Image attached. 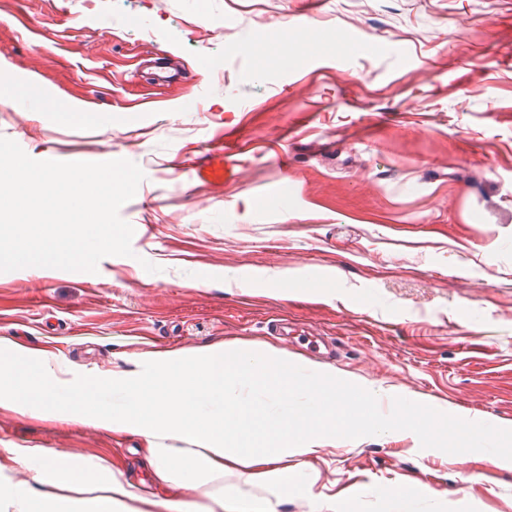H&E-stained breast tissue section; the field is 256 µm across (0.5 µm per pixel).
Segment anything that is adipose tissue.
Returning <instances> with one entry per match:
<instances>
[{"instance_id": "1", "label": "adipose tissue", "mask_w": 512, "mask_h": 512, "mask_svg": "<svg viewBox=\"0 0 512 512\" xmlns=\"http://www.w3.org/2000/svg\"><path fill=\"white\" fill-rule=\"evenodd\" d=\"M145 375L116 372L111 378H67L48 359L15 344H0V408L18 412L49 409L58 418L152 438L148 464L160 480L177 479L183 494L165 502L166 512H204L190 499L198 482L237 466L253 468L277 490H301L302 473L289 471V457H315L336 434L387 430L426 435L456 453L462 433L482 425L465 422L447 430L424 404L378 415L376 392L309 386L310 405L296 411L290 401L302 380L298 363L276 349L213 345L158 356ZM120 398L108 405L106 393ZM162 436L185 440L182 448L159 444ZM29 484L1 495L17 512H142L148 497L131 483L85 467L73 455L29 457Z\"/></svg>"}]
</instances>
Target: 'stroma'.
<instances>
[{
	"label": "stroma",
	"instance_id": "stroma-1",
	"mask_svg": "<svg viewBox=\"0 0 512 512\" xmlns=\"http://www.w3.org/2000/svg\"><path fill=\"white\" fill-rule=\"evenodd\" d=\"M304 31L343 42L283 62ZM0 74V136L30 157L145 174L120 209L132 256L0 273V338L76 379L224 342L283 350L308 380L380 388V414L423 401L491 430L461 458L387 431L327 441L301 465L311 496L277 512H512V0H0ZM220 129L242 151L209 185ZM7 448L5 485L55 451L157 492L148 512L181 493L141 434L1 410ZM229 484L268 494L237 467L192 496Z\"/></svg>",
	"mask_w": 512,
	"mask_h": 512
}]
</instances>
